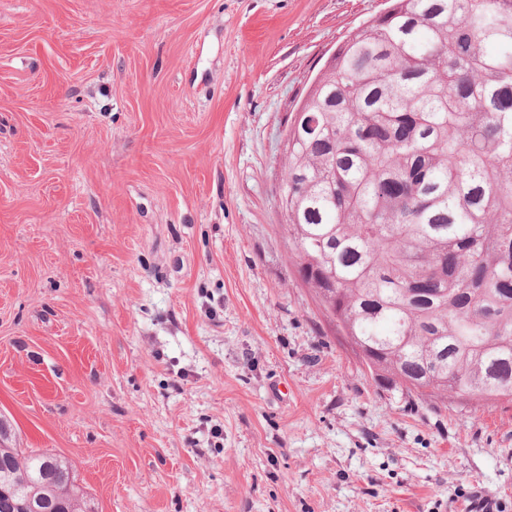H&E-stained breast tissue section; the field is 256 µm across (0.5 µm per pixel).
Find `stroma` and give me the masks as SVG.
<instances>
[{"label":"stroma","instance_id":"35a3bbf8","mask_svg":"<svg viewBox=\"0 0 512 512\" xmlns=\"http://www.w3.org/2000/svg\"><path fill=\"white\" fill-rule=\"evenodd\" d=\"M386 0H0V420L95 512H512V402L409 400L280 228Z\"/></svg>","mask_w":512,"mask_h":512}]
</instances>
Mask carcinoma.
Wrapping results in <instances>:
<instances>
[{
    "instance_id": "1",
    "label": "carcinoma",
    "mask_w": 512,
    "mask_h": 512,
    "mask_svg": "<svg viewBox=\"0 0 512 512\" xmlns=\"http://www.w3.org/2000/svg\"><path fill=\"white\" fill-rule=\"evenodd\" d=\"M389 5L319 77L283 230L378 379L512 401V0ZM36 487L48 512H87L67 462L0 444V512Z\"/></svg>"
}]
</instances>
